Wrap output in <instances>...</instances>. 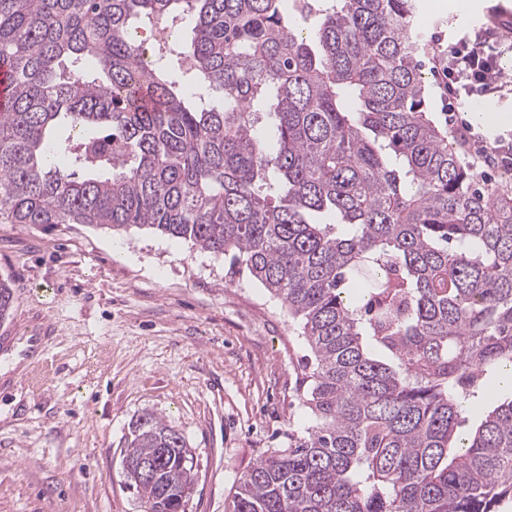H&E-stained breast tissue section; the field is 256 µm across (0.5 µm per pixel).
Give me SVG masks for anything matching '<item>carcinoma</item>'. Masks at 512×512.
Listing matches in <instances>:
<instances>
[{
	"mask_svg": "<svg viewBox=\"0 0 512 512\" xmlns=\"http://www.w3.org/2000/svg\"><path fill=\"white\" fill-rule=\"evenodd\" d=\"M416 11L0 0V217L148 228L229 255L303 324L305 435L263 455L226 512L512 499V396H496L512 377V194L478 187L429 117ZM143 20L191 27L190 48L145 59ZM12 305L0 280V318ZM126 448L145 512H184L183 437L145 412Z\"/></svg>",
	"mask_w": 512,
	"mask_h": 512,
	"instance_id": "carcinoma-1",
	"label": "carcinoma"
}]
</instances>
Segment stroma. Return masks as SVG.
Listing matches in <instances>:
<instances>
[{
	"label": "stroma",
	"mask_w": 512,
	"mask_h": 512,
	"mask_svg": "<svg viewBox=\"0 0 512 512\" xmlns=\"http://www.w3.org/2000/svg\"><path fill=\"white\" fill-rule=\"evenodd\" d=\"M417 4L428 47L466 5L469 32L512 53L490 13L512 0ZM0 279L14 294L0 323L51 339L40 363L0 367V512H144L123 459L147 411L192 454L185 512H224L262 455L304 434L302 324L228 259L145 228L0 221Z\"/></svg>",
	"instance_id": "1"
}]
</instances>
